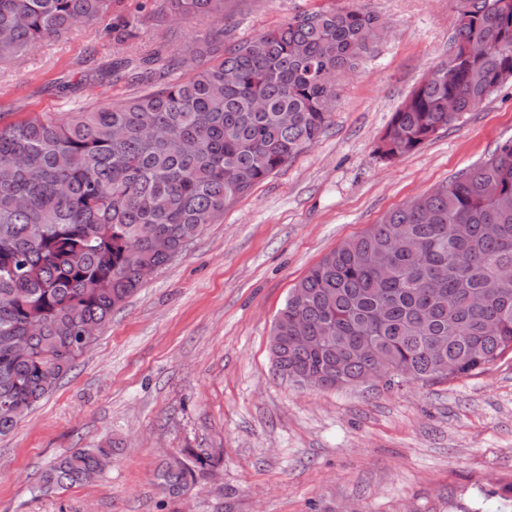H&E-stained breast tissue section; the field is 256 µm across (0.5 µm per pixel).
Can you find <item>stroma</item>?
I'll return each mask as SVG.
<instances>
[{
    "mask_svg": "<svg viewBox=\"0 0 512 512\" xmlns=\"http://www.w3.org/2000/svg\"><path fill=\"white\" fill-rule=\"evenodd\" d=\"M359 7L388 34L337 80L313 146L226 209L115 310L16 429L0 438V512H512V356L445 383L304 388L276 376L269 337L288 294L325 254L512 139V82L417 152L381 161L392 113L448 57L456 0H248V39L317 8ZM137 36L92 25L0 65V120L125 98L86 73L149 49L152 0H112ZM78 80L61 92V76ZM97 481L44 493L58 457L105 439ZM183 448L222 465L187 498L154 472Z\"/></svg>",
    "mask_w": 512,
    "mask_h": 512,
    "instance_id": "1",
    "label": "stroma"
}]
</instances>
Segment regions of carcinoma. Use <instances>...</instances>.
Returning a JSON list of instances; mask_svg holds the SVG:
<instances>
[{"mask_svg":"<svg viewBox=\"0 0 512 512\" xmlns=\"http://www.w3.org/2000/svg\"><path fill=\"white\" fill-rule=\"evenodd\" d=\"M231 2L158 0L160 23L199 17L213 30L192 47L161 42L88 75L138 94L0 123V337L27 347L22 357L0 347V436L89 350L83 327L102 325L144 266L165 265L316 142L335 109L336 78L386 29L358 8L318 9L240 41ZM99 23L118 43L135 37L132 23L112 16V0H0V62ZM468 43L483 49L461 54ZM510 81L512 0H457L451 55L393 113L378 157L416 152ZM510 199L507 141L327 253L274 322L276 374L334 388L380 368L391 387L483 371L512 353ZM158 237L169 252L154 250ZM115 455L110 441L80 448L42 474L41 488L92 483ZM221 462L184 448L155 480L179 498Z\"/></svg>","mask_w":512,"mask_h":512,"instance_id":"cac0c4a2","label":"carcinoma"}]
</instances>
